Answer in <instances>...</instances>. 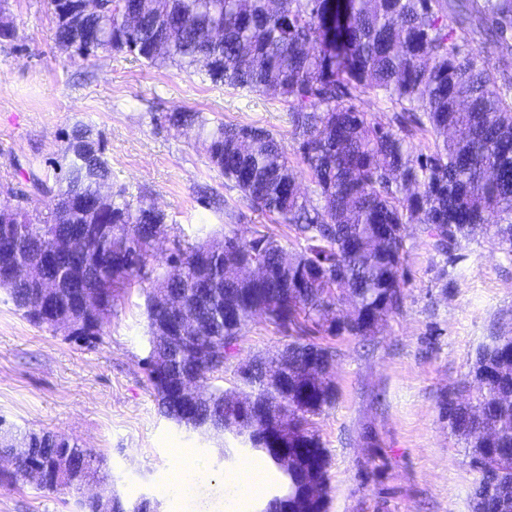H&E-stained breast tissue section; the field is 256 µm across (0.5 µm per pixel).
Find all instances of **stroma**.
Here are the masks:
<instances>
[{"instance_id": "stroma-1", "label": "stroma", "mask_w": 512, "mask_h": 512, "mask_svg": "<svg viewBox=\"0 0 512 512\" xmlns=\"http://www.w3.org/2000/svg\"><path fill=\"white\" fill-rule=\"evenodd\" d=\"M10 14L16 36L0 40V206L15 205V191L23 190L30 211L47 213L48 198L32 189L27 174L54 179L83 124L100 141L113 184L166 214L169 230L155 248L158 257L169 255L175 240L230 230L244 239L260 230L289 243L286 224L253 211L209 166L196 131L164 120L182 107L214 124L263 126L290 152L288 108L279 98L150 67L126 53L74 62L55 43L50 0H10ZM228 209L241 212V221L227 224ZM406 246L401 308L375 336L331 341L336 402L313 419L330 457L328 512H470L479 473L439 404L491 336L512 333V259L481 239L447 260L416 224ZM158 272L148 262L120 290L101 340L90 345L33 325L0 288V419L22 431L77 438L102 454L107 488L128 502L153 497L158 512H259L263 496L282 485L269 461L232 435L204 436L158 411L143 370L145 296ZM287 341L274 326L253 324L237 358L272 355ZM179 448L190 449L209 474L180 497L170 491ZM247 459L262 470V496L226 499L225 484ZM0 512H78V506L70 493L5 477Z\"/></svg>"}]
</instances>
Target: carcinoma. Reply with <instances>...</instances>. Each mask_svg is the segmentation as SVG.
Returning a JSON list of instances; mask_svg holds the SVG:
<instances>
[{
  "label": "carcinoma",
  "instance_id": "1",
  "mask_svg": "<svg viewBox=\"0 0 512 512\" xmlns=\"http://www.w3.org/2000/svg\"><path fill=\"white\" fill-rule=\"evenodd\" d=\"M51 0L55 41L83 62L100 51L126 52L153 67H175L213 85L270 93L288 106L296 155L307 166L317 200L300 190L288 153L264 127L210 125L202 113L177 109L167 121L195 129L209 165L231 181L250 206L277 217L293 233L285 247L269 234L233 233L202 243H176L147 299L172 297L178 308L147 315L150 352L143 361L159 413L205 434L230 431L266 455L287 479L286 492L305 497L307 512H327L329 455L312 418L336 398V350L313 338L375 335L402 305L403 264L411 224H421L436 251L491 240L512 256V76L491 63V48L512 37V0ZM479 30L483 45L458 42ZM0 38L12 40L9 0H0ZM388 100L400 108L397 127L368 119L355 101ZM431 137L417 156L406 137ZM65 168L42 218L18 205L0 213V281L15 306L38 327H53L38 301L42 281L59 314L72 318L77 339H97L119 289L139 276L154 243L167 235L166 215L133 202L112 186V170L87 129L74 131ZM84 248L14 280L20 264L77 229ZM261 260L268 274L241 277L236 265ZM81 280L101 298L94 312L77 309L68 285ZM350 299L347 321L333 308ZM262 319L288 333L267 358L238 363L240 391L209 387L236 356L243 331ZM440 412L466 443L480 474L471 512H512V337L479 348L466 379L446 392ZM33 457L13 470L54 465L70 451L69 473L37 488L68 489L80 512H99L82 491L107 478L104 457L78 440L47 431L22 433ZM319 461L320 489L304 482L309 453ZM144 498L120 497L112 512H152Z\"/></svg>",
  "mask_w": 512,
  "mask_h": 512
}]
</instances>
